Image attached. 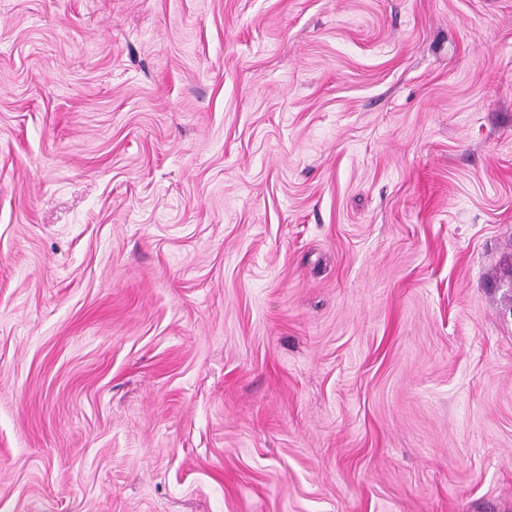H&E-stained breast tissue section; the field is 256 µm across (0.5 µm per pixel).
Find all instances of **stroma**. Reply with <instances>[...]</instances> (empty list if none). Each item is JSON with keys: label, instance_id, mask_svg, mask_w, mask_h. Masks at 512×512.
<instances>
[{"label": "stroma", "instance_id": "35a3bbf8", "mask_svg": "<svg viewBox=\"0 0 512 512\" xmlns=\"http://www.w3.org/2000/svg\"><path fill=\"white\" fill-rule=\"evenodd\" d=\"M0 512H512V0H0Z\"/></svg>", "mask_w": 512, "mask_h": 512}]
</instances>
